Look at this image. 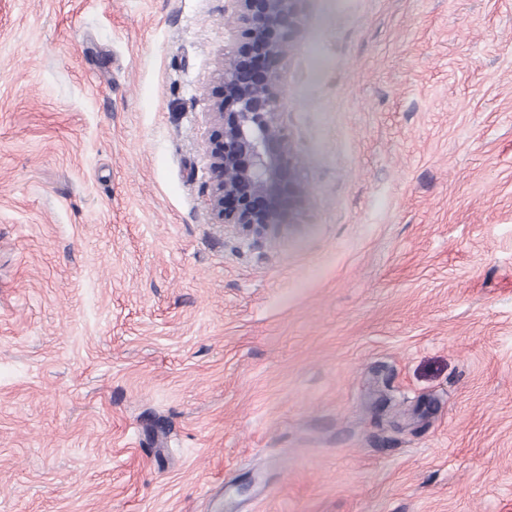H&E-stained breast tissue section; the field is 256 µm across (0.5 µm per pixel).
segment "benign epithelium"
<instances>
[{
  "label": "benign epithelium",
  "instance_id": "obj_1",
  "mask_svg": "<svg viewBox=\"0 0 512 512\" xmlns=\"http://www.w3.org/2000/svg\"><path fill=\"white\" fill-rule=\"evenodd\" d=\"M232 2L224 26L237 41L217 70L206 148L210 213L224 230L268 242L302 213L307 198L285 120L303 0Z\"/></svg>",
  "mask_w": 512,
  "mask_h": 512
}]
</instances>
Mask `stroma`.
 <instances>
[{
    "mask_svg": "<svg viewBox=\"0 0 512 512\" xmlns=\"http://www.w3.org/2000/svg\"><path fill=\"white\" fill-rule=\"evenodd\" d=\"M232 8L0 0V512H512V0H307L269 244ZM304 0H232L224 26L237 33L213 93L206 156L210 213L225 231L269 242L294 224L307 192L286 125L285 81Z\"/></svg>",
    "mask_w": 512,
    "mask_h": 512,
    "instance_id": "obj_1",
    "label": "stroma"
}]
</instances>
